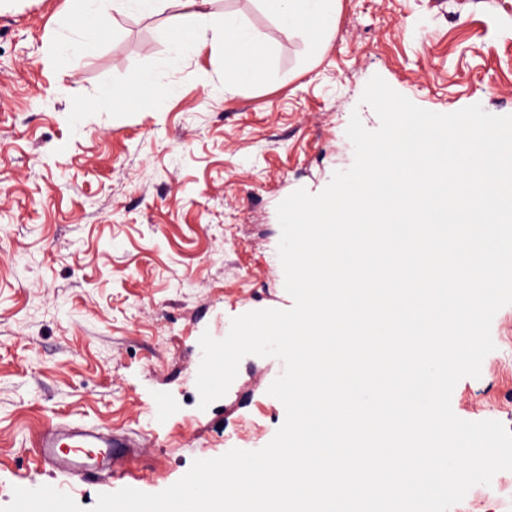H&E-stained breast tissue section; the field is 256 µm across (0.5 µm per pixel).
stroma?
I'll return each instance as SVG.
<instances>
[{
  "instance_id": "35a3bbf8",
  "label": "stroma",
  "mask_w": 512,
  "mask_h": 512,
  "mask_svg": "<svg viewBox=\"0 0 512 512\" xmlns=\"http://www.w3.org/2000/svg\"><path fill=\"white\" fill-rule=\"evenodd\" d=\"M69 0L0 5V512L25 491L91 512L99 495L156 494L194 460L254 451L285 408L284 365L242 358L200 408V338L244 313L292 308L278 205L351 167V115L380 75L417 106L512 115V0H341L332 38L287 35L262 0H214L268 48L269 78L224 84L223 49L187 54L172 92L128 96L167 56L170 13H111L87 54L55 41ZM480 377L455 386L459 418L512 429V304L491 324ZM127 435L91 479L36 452L48 430Z\"/></svg>"
}]
</instances>
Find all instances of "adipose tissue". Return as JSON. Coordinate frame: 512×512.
I'll return each instance as SVG.
<instances>
[{"label":"adipose tissue","mask_w":512,"mask_h":512,"mask_svg":"<svg viewBox=\"0 0 512 512\" xmlns=\"http://www.w3.org/2000/svg\"><path fill=\"white\" fill-rule=\"evenodd\" d=\"M265 8L279 19L286 33L309 39L327 40L335 27L340 0H262ZM213 0H75L85 26L75 28L64 23V30H78L81 39L65 42V49L87 52L111 32L110 11L125 15L171 12L177 24L169 33L170 53L159 61L145 80L142 96L167 93L172 89L168 73L179 63L185 50L202 52L223 47L224 82L233 84L239 74V62L259 68L266 58L263 44L244 29L232 14H216Z\"/></svg>","instance_id":"1"}]
</instances>
